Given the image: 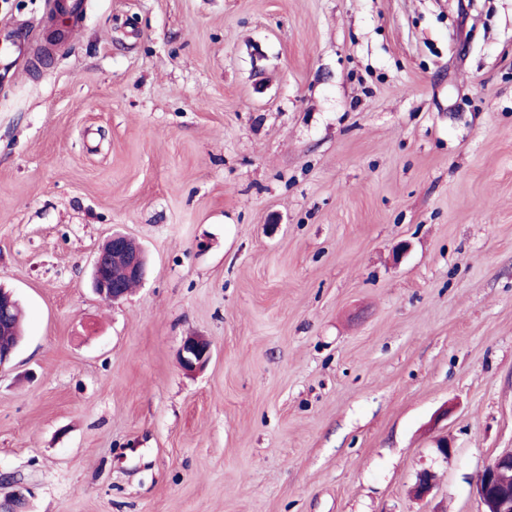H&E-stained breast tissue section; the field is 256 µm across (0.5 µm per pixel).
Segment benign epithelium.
I'll return each instance as SVG.
<instances>
[{
	"instance_id": "obj_1",
	"label": "benign epithelium",
	"mask_w": 512,
	"mask_h": 512,
	"mask_svg": "<svg viewBox=\"0 0 512 512\" xmlns=\"http://www.w3.org/2000/svg\"><path fill=\"white\" fill-rule=\"evenodd\" d=\"M93 288L104 300L115 302L129 293L127 285H140L146 278L147 265L142 247L134 239L114 233L92 257ZM117 270L118 280L112 275ZM18 299L13 291L0 287V334L6 336L11 327V313ZM210 344L199 336H188L179 349L181 366L192 371L209 362ZM434 487L430 472L419 474L412 492L427 497ZM475 493L484 506L483 512H512V449L496 455L484 468Z\"/></svg>"
}]
</instances>
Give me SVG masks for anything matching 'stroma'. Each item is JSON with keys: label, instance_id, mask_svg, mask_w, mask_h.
Returning a JSON list of instances; mask_svg holds the SVG:
<instances>
[{"label": "stroma", "instance_id": "1", "mask_svg": "<svg viewBox=\"0 0 512 512\" xmlns=\"http://www.w3.org/2000/svg\"><path fill=\"white\" fill-rule=\"evenodd\" d=\"M51 5L0 0V34L45 43ZM115 231L148 273L112 304ZM0 285L7 512H483L512 0H87L50 62L0 68ZM93 288L104 300L115 302L128 295L129 288L140 285L146 278L147 265L142 247L134 239L113 233L92 257ZM118 270L117 280L112 275ZM18 299L14 295L13 291L10 289L0 287V334L1 340L4 342H15L18 340L20 334L22 335L21 330V321H22V314L20 307H17L15 315H14V321H15V327L17 329V333L19 336H9L8 331L11 327V313L14 306L18 304ZM210 358V344L199 336H187L179 349L181 366L187 371L203 366Z\"/></svg>", "mask_w": 512, "mask_h": 512}]
</instances>
